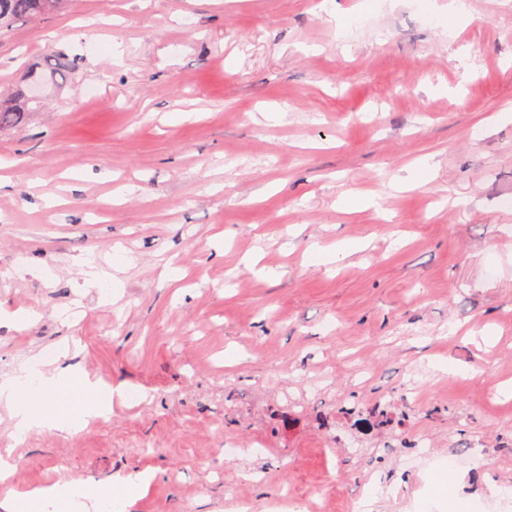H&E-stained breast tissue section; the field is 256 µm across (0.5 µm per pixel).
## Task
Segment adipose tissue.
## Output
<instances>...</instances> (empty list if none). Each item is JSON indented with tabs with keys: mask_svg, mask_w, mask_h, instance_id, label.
<instances>
[{
	"mask_svg": "<svg viewBox=\"0 0 512 512\" xmlns=\"http://www.w3.org/2000/svg\"><path fill=\"white\" fill-rule=\"evenodd\" d=\"M38 388H31L28 377L16 374L0 382V403L11 412L15 436L33 430L69 432L75 427L69 409L75 398H84L88 415L110 408L118 388L91 380L88 376L63 377L54 371H38ZM102 512L104 497L99 483H91L81 499H74L68 484L36 488L0 503V512Z\"/></svg>",
	"mask_w": 512,
	"mask_h": 512,
	"instance_id": "ef3b65f1",
	"label": "adipose tissue"
}]
</instances>
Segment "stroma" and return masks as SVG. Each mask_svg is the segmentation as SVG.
Instances as JSON below:
<instances>
[{"mask_svg": "<svg viewBox=\"0 0 512 512\" xmlns=\"http://www.w3.org/2000/svg\"><path fill=\"white\" fill-rule=\"evenodd\" d=\"M466 2L448 35V0H67L0 33L2 95L69 64L0 128V379L56 347L141 394L23 436L0 502L147 473L125 512H357L363 479L371 512H512V0ZM309 253L314 256L319 264L327 265L344 259L350 255L351 248L344 244H336V247L328 249L319 242L313 241L308 246Z\"/></svg>", "mask_w": 512, "mask_h": 512, "instance_id": "1", "label": "stroma"}]
</instances>
